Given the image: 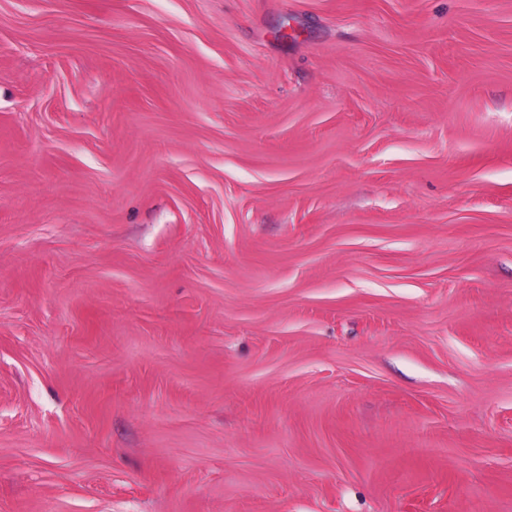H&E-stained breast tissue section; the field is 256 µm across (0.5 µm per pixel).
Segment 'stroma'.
Listing matches in <instances>:
<instances>
[{
  "label": "stroma",
  "mask_w": 512,
  "mask_h": 512,
  "mask_svg": "<svg viewBox=\"0 0 512 512\" xmlns=\"http://www.w3.org/2000/svg\"><path fill=\"white\" fill-rule=\"evenodd\" d=\"M0 512H512V0H0Z\"/></svg>",
  "instance_id": "35a3bbf8"
}]
</instances>
